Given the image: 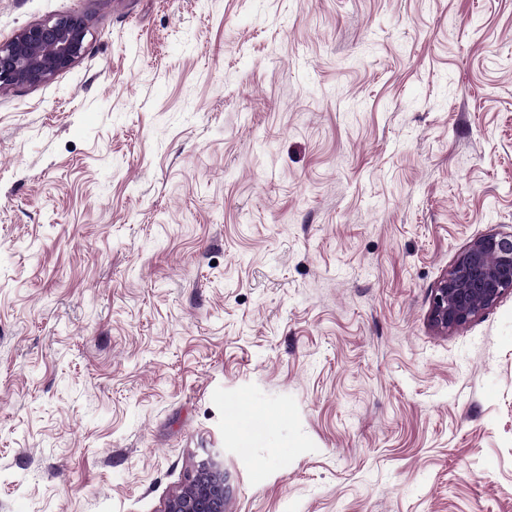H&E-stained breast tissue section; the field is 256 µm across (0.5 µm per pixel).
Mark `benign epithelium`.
<instances>
[{
    "mask_svg": "<svg viewBox=\"0 0 512 512\" xmlns=\"http://www.w3.org/2000/svg\"><path fill=\"white\" fill-rule=\"evenodd\" d=\"M88 25L80 16L30 24L0 43V91L35 87L82 60ZM512 292V234L472 239L434 288L430 320L442 330L461 327ZM224 462L209 454L199 460L161 512H225Z\"/></svg>",
    "mask_w": 512,
    "mask_h": 512,
    "instance_id": "obj_1",
    "label": "benign epithelium"
}]
</instances>
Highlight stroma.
<instances>
[{"instance_id":"obj_1","label":"stroma","mask_w":512,"mask_h":512,"mask_svg":"<svg viewBox=\"0 0 512 512\" xmlns=\"http://www.w3.org/2000/svg\"><path fill=\"white\" fill-rule=\"evenodd\" d=\"M85 57L0 93V512H512V0H0ZM512 292V234L472 239L434 288L430 320L442 330L461 327ZM225 508L224 462L208 453L166 500L161 512H224Z\"/></svg>"}]
</instances>
